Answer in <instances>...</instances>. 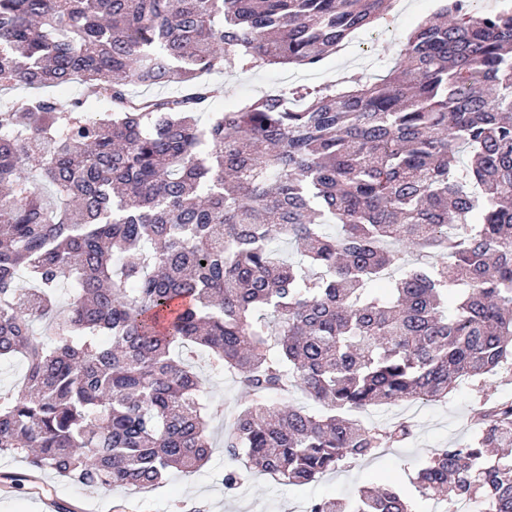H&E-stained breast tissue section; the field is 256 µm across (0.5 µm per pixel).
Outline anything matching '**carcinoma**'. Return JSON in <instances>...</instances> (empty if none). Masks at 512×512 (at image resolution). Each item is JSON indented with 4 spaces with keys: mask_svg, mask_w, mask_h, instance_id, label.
<instances>
[{
    "mask_svg": "<svg viewBox=\"0 0 512 512\" xmlns=\"http://www.w3.org/2000/svg\"><path fill=\"white\" fill-rule=\"evenodd\" d=\"M472 4L446 0L375 82L202 125V76L317 64L388 0H0L1 88L80 80L110 102L0 105V361L24 365L0 390V455L106 490L197 471L202 346L251 397L225 453L305 484L412 435L350 413L512 365V0ZM162 85L188 92H129ZM405 244L449 263L410 265ZM298 387L321 412L265 404ZM471 421L416 488L512 512V401ZM307 512L413 510L386 486Z\"/></svg>",
    "mask_w": 512,
    "mask_h": 512,
    "instance_id": "carcinoma-1",
    "label": "carcinoma"
}]
</instances>
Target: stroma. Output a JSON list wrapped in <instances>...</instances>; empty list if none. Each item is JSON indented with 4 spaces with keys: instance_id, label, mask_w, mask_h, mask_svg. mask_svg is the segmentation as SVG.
<instances>
[{
    "instance_id": "35a3bbf8",
    "label": "stroma",
    "mask_w": 512,
    "mask_h": 512,
    "mask_svg": "<svg viewBox=\"0 0 512 512\" xmlns=\"http://www.w3.org/2000/svg\"><path fill=\"white\" fill-rule=\"evenodd\" d=\"M402 8L388 11L386 19L368 28L373 36L367 51H360V34H352L346 49L325 57L315 67L290 66L270 69L255 68L246 72L231 69L209 75L208 80L222 88L221 95L201 113L208 121L210 112L236 109L242 103L272 92L275 85L291 87L307 84L338 83L355 72L368 79L385 75L394 64L402 62L405 37L419 23L431 18L441 8V0H402ZM197 365L205 379L204 404L216 407L212 422L214 451L200 470L184 474L173 472L163 484L153 489L127 494L117 488L108 492L77 486L51 472L28 478L24 459L0 455V483L13 484L14 489L0 496V512H38L39 498L55 496L66 504L89 502L95 512H115L121 504L125 512H306L309 503L319 498L350 499L360 490L395 485L413 495L417 512H453L446 503L416 495L411 478L419 463L440 449L463 446L473 435L471 411L483 400L512 401V370L479 381H464L442 402H401L369 407L356 418L366 425L385 426L397 421L409 422L412 436L403 443L378 449L364 459L345 463L336 471L308 484H286L255 471H247L245 459L229 458L224 452V433L240 407L250 398L229 373L212 368L206 358ZM235 469L245 479L236 489L224 486V474Z\"/></svg>"
}]
</instances>
